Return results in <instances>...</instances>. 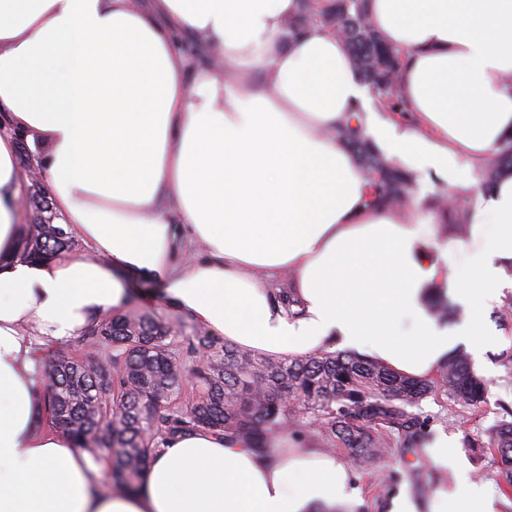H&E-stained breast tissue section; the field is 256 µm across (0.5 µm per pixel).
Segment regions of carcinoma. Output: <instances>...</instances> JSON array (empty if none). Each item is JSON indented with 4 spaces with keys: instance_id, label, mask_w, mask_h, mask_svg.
Listing matches in <instances>:
<instances>
[{
    "instance_id": "carcinoma-1",
    "label": "carcinoma",
    "mask_w": 512,
    "mask_h": 512,
    "mask_svg": "<svg viewBox=\"0 0 512 512\" xmlns=\"http://www.w3.org/2000/svg\"><path fill=\"white\" fill-rule=\"evenodd\" d=\"M306 4L304 14L288 20V35L297 37L310 26L335 32L379 107L406 114L399 84L406 53L385 43L370 20L368 0ZM336 139L369 180V207H411L413 174L383 155L364 133L359 113L336 125ZM505 172L512 173V142L487 158L482 187ZM469 196L467 190L436 194L429 206L442 214L447 230L459 232L469 217ZM76 246L59 224H28L21 254L48 260ZM82 344L95 352L77 356L60 350L50 365L44 417L76 447L104 454L108 488L119 493L139 488L151 455L180 432L205 429L265 453L288 432L313 427L323 448L341 446L355 458L374 459L397 446L423 448L430 439L419 413L426 399L444 396L474 412L487 394V381L463 354L448 358L435 378L420 379L346 351L254 353L222 343L202 327L187 333L177 319L136 311L98 322ZM486 452L501 465L503 493L511 497L512 421L490 430ZM407 480L424 493L437 476L421 460Z\"/></svg>"
}]
</instances>
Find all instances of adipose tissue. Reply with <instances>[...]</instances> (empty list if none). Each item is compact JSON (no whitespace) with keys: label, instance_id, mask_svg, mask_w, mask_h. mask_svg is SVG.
Returning a JSON list of instances; mask_svg holds the SVG:
<instances>
[{"label":"adipose tissue","instance_id":"obj_1","mask_svg":"<svg viewBox=\"0 0 512 512\" xmlns=\"http://www.w3.org/2000/svg\"><path fill=\"white\" fill-rule=\"evenodd\" d=\"M304 0H0V512H323L354 501L348 463L297 442L256 453L207 430L153 455L145 487L103 492V461L42 421L38 360L107 312L179 313L255 352L349 351L415 377L455 348L489 344L485 322L512 290V177L471 203L470 236L434 238L438 214L373 210L336 124L367 91L329 31L289 38ZM407 53L411 126L372 135L398 161L456 185L512 138V0H369ZM219 47L190 73L179 49ZM80 255L24 258L18 143ZM302 301L274 297L282 272ZM445 290L467 310L439 321ZM457 468L429 502L394 493L387 512H495Z\"/></svg>","mask_w":512,"mask_h":512}]
</instances>
